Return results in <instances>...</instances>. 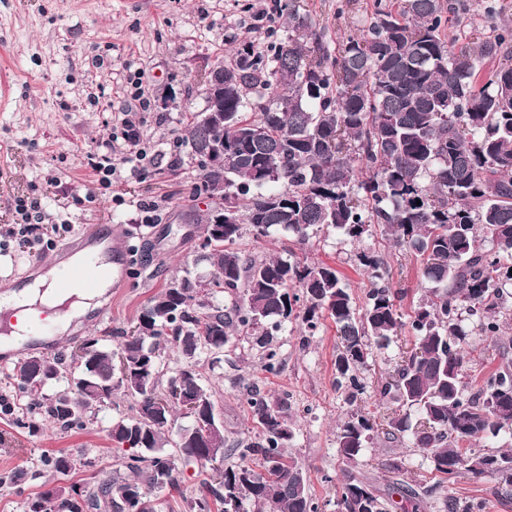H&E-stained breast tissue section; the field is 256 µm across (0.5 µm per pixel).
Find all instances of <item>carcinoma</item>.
<instances>
[{"mask_svg":"<svg viewBox=\"0 0 512 512\" xmlns=\"http://www.w3.org/2000/svg\"><path fill=\"white\" fill-rule=\"evenodd\" d=\"M288 0V40L272 54L252 44L210 69L224 84V112L191 113L185 145L198 160L194 194L210 202L204 225L212 269L204 281L172 277L122 332L120 350L95 338L56 358L27 357L14 369L26 393L55 378L74 377L46 413L64 429L81 427L87 413L112 398L116 359L119 381L131 398L130 414L112 423L109 435L123 446L129 476H95L96 490L55 487L29 506L50 512L63 497L70 512H156L151 491L179 486L176 460L204 464L226 452L224 428L206 443L192 427L178 429L177 458L162 454L174 413L184 401L199 415L215 416L212 395L196 366L203 350L224 347L232 333L246 332L265 351V368L279 366L273 336L298 301L303 323L317 328V312L336 323L341 350L336 384L364 389L359 370L408 329L413 348L397 364L381 394H393L403 414L390 417L385 435L407 437L430 455L442 481L467 472L490 476L497 493L512 495V453L484 454L460 443L486 434H512V362L502 364L474 395L460 378L464 346L471 336L500 330L497 300L512 288V65L502 57L512 43L507 21L469 46L449 39V21L462 17L449 0H402L389 10L376 0L368 26L336 44ZM502 57L487 77L483 62ZM224 146V167H210V151ZM421 204H416V201ZM224 214V238L210 236L214 214ZM333 227L360 242L375 232L422 258L420 275L431 296L404 321L390 289L385 257L356 254L370 279L367 301L353 305L336 268L313 265L290 251L261 261L235 248L244 234L268 237L283 230L301 244L310 230ZM242 295L226 310L214 293ZM179 350V367L162 383L161 342ZM260 432L240 463L227 467L190 498L185 512H319L303 472L286 454L292 438L288 401L261 392L247 399ZM374 423L353 414L339 427V453L352 462L371 438ZM343 512H385L371 485L352 477L339 488Z\"/></svg>","mask_w":512,"mask_h":512,"instance_id":"obj_1","label":"carcinoma"}]
</instances>
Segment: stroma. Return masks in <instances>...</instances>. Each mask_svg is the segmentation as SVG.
I'll return each instance as SVG.
<instances>
[{
	"label": "stroma",
	"mask_w": 512,
	"mask_h": 512,
	"mask_svg": "<svg viewBox=\"0 0 512 512\" xmlns=\"http://www.w3.org/2000/svg\"><path fill=\"white\" fill-rule=\"evenodd\" d=\"M268 5L269 0H0V227L13 223L15 198L39 194L46 223H66L77 232L87 224L106 225L131 258L130 285L109 296L102 320L85 317L80 332L43 338L33 344L32 354L51 358L87 336L118 348L121 331L170 278L187 271L210 275L201 259V220L209 201L193 194L197 163L186 148H179L174 159L167 149L184 135L188 111L203 108V77L216 60L246 41L267 51L284 39V9L272 26L255 21ZM299 5L332 46L359 34L374 10V0H300ZM138 80L151 98L141 126L147 156L138 174L122 171L119 181L105 189L92 160L108 141L124 150V141L112 138L115 115L130 103ZM150 203L158 209L147 226L142 208ZM361 248L385 254L397 305L403 315H411L429 294L420 279V261L381 235L356 244L325 226L314 231L306 254L309 262L335 266L361 305L369 289L367 274L353 260ZM304 311L297 306L296 320L276 338L280 366L275 372L266 371L263 352L243 334L231 336L220 363L203 356L198 372L215 400L229 452L184 467L180 490H153L160 512H182L183 494L236 463V449L258 432L246 405L255 389L287 400L293 432L287 452L321 512H341L337 481L346 473L374 485L388 512H448L452 501L462 512H512V497L497 495L491 477L466 473L455 483H439L425 452L406 439L392 443L373 437L357 461H345L336 444L338 426L356 412L381 424L398 411V403L381 397L380 387L410 350L412 338L400 333L381 358L368 362L360 371L366 390L352 398L336 385L341 340L334 321L320 316L318 329L311 332L300 319ZM499 322V336L464 351L468 392L483 386L502 355L512 356V315ZM13 374V365H0V394L9 402L0 410V512H27L31 501L57 485L93 490L96 474L119 468L120 453L109 429L129 411L123 390H115L83 426L63 429L44 405L66 389V381L27 394L19 391ZM60 455L75 461L63 474L48 464ZM393 457L402 459V472L387 468ZM411 488L417 498L408 496Z\"/></svg>",
	"instance_id": "35a3bbf8"
}]
</instances>
